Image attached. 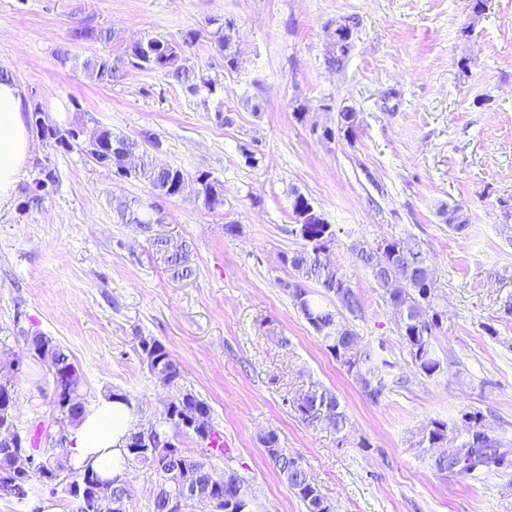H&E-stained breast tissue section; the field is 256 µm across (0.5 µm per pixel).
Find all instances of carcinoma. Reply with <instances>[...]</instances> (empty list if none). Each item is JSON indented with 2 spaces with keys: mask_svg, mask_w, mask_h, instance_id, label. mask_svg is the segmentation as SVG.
<instances>
[{
  "mask_svg": "<svg viewBox=\"0 0 512 512\" xmlns=\"http://www.w3.org/2000/svg\"><path fill=\"white\" fill-rule=\"evenodd\" d=\"M209 24L213 29L207 31L206 39L213 51L224 60V70L238 71L241 62L235 39V32L238 31L235 21L214 18L209 20ZM200 38L201 31L189 30L178 41L162 35L146 34L137 41L117 43L112 30L94 29L79 23L70 29L67 43L88 39H95L106 46L115 43L111 49L88 57L83 62L86 76L97 83H118L124 78L126 70L136 68L172 80L189 96L206 94L203 98L206 105L208 98L217 95L220 79L200 70H190L182 63L187 49ZM351 40L350 28L338 26L330 32V64L342 65L350 51ZM28 123L33 130L40 129L47 134L49 146L56 150L70 152L80 148L79 123L61 128L53 124L38 105L28 111ZM102 139L112 145L109 168L114 173L124 169L125 153L131 146L149 144L156 149L160 145L157 137L151 133L146 132L137 140L116 134L108 127L103 128ZM34 168L37 176L25 191L28 201L38 204L48 196V192L42 190V185L54 188L56 177L47 157L35 159ZM185 178H191L199 185L191 201L212 211L219 209L222 201L216 198L213 191L224 190V184L208 171L192 173L180 167H161L147 153L132 176V180L147 185L150 191L159 190L166 194ZM113 209L120 223L132 226L148 238L151 237V225L162 220L160 208H145L137 198H115ZM446 223L449 229L457 233L467 228L461 206L448 209ZM289 232L299 236L302 241L299 249L281 256V263L290 270L288 293L294 305L321 338L325 348L353 376L364 396L374 404L379 403L387 394L404 387L406 379L395 376L392 373L393 363L377 348L363 342L353 326L343 321L346 313L352 317L361 313L362 301L338 268L324 265L323 251L336 235L335 229L323 220L319 224L303 225L301 235L294 227ZM383 244L386 245L384 250L381 249ZM383 244L360 247L358 259L370 270L385 304L394 311L403 310V319L398 322L399 334L414 366L424 376L432 377L443 370V361L436 355L433 345L442 327V314L437 309L439 294L430 257L418 245L401 239L385 240ZM150 245L172 280L183 281L195 275L191 248L170 253L156 241H150ZM309 283L323 289L331 297L334 309L324 307L313 298L307 289ZM17 333L30 349L32 358L41 364L44 363L43 349L49 348L57 370L56 376L49 377L53 390V412L64 419V425H74L89 404L88 393L83 390L85 379L75 360L52 337L39 330L21 327ZM139 344L150 345L152 359L144 362V365L156 380L160 379V374H165L163 379L172 390L174 410L158 420L149 453L141 451V438L137 433H131L126 443V466L131 468L141 464L153 472L165 488L164 494L155 498L154 512H171L170 502L182 495L173 473L182 466L194 467L198 470L199 482L206 483L210 458L224 454V438L212 420L208 402L184 386L180 366L168 348L154 337L142 336ZM1 410L21 413L14 388L0 387ZM297 410L307 422L317 421L338 433L347 424L345 410L330 391L304 397ZM462 419L470 421L463 431L438 419L429 421L422 430L419 444L424 445L434 439L443 443L444 452L431 456L433 470L440 475L466 480L512 465V448L492 434L481 411H467ZM184 436L196 439L200 448L198 455L190 456L184 451L178 458L173 455L172 442L179 443ZM54 440L55 436L39 425L33 436L26 438V447L10 449L0 445V499H14L25 505L33 497L35 485L53 488L55 474L65 472L67 480L64 491L76 502L75 512H126V501L130 497L128 481L117 478L104 480L89 468L72 471L49 451ZM260 442L266 457L283 477L289 490L303 502L306 512H319V506L325 499L302 462L284 449L275 452V448L279 447V438L274 432L263 435ZM31 449L39 455V461L30 472L20 475L21 453ZM230 478L231 488L226 494L234 498V512H253L256 496L250 482L235 471L230 473Z\"/></svg>",
  "mask_w": 512,
  "mask_h": 512,
  "instance_id": "cac0c4a2",
  "label": "carcinoma"
}]
</instances>
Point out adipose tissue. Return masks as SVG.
<instances>
[{
	"label": "adipose tissue",
	"instance_id": "adipose-tissue-1",
	"mask_svg": "<svg viewBox=\"0 0 512 512\" xmlns=\"http://www.w3.org/2000/svg\"><path fill=\"white\" fill-rule=\"evenodd\" d=\"M25 95L14 82H0V207L8 205L31 152ZM136 422L131 406L100 395L84 418L69 429L67 459L75 469L91 468L104 478L125 472V438Z\"/></svg>",
	"mask_w": 512,
	"mask_h": 512
}]
</instances>
